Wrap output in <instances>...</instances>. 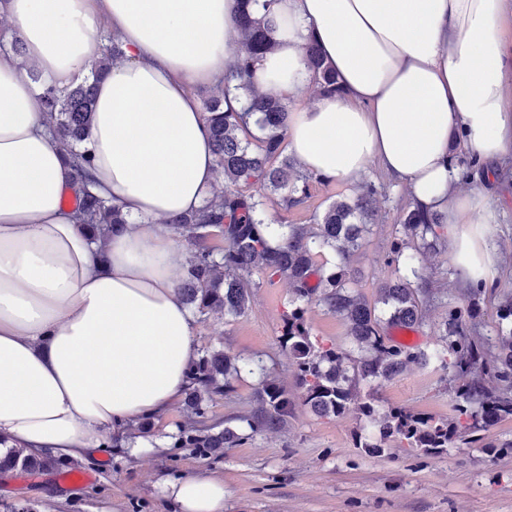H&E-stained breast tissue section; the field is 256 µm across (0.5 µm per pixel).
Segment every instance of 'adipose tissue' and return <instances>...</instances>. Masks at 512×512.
I'll use <instances>...</instances> for the list:
<instances>
[{
    "mask_svg": "<svg viewBox=\"0 0 512 512\" xmlns=\"http://www.w3.org/2000/svg\"><path fill=\"white\" fill-rule=\"evenodd\" d=\"M238 0H8L26 62L0 52V442L80 458L132 420L163 414L197 358L178 284L187 253L164 220L202 206L215 156L192 88L240 52ZM277 42L253 84L287 98L289 152L307 172L358 183L377 165L443 224L463 279L500 257L472 227L498 221L459 187L452 149L484 179L512 159V0H276ZM126 57L97 84L85 141L98 189L132 219L89 241L67 198L76 180L25 67L64 89L101 54L99 28ZM316 42L341 88L303 105ZM165 491L180 512H224V481L189 475Z\"/></svg>",
    "mask_w": 512,
    "mask_h": 512,
    "instance_id": "ef3b65f1",
    "label": "adipose tissue"
}]
</instances>
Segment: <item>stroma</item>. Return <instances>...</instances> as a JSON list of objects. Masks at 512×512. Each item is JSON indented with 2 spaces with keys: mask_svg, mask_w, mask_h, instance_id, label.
Masks as SVG:
<instances>
[{
  "mask_svg": "<svg viewBox=\"0 0 512 512\" xmlns=\"http://www.w3.org/2000/svg\"><path fill=\"white\" fill-rule=\"evenodd\" d=\"M368 181L383 188L378 216L363 254L354 256L358 290L374 299L375 285L394 274L388 266L395 226L411 203L405 187L387 180L369 166ZM462 184L487 194L497 207V223L482 231L502 265L487 283L477 335H494L498 311L512 297V172L503 180L472 177ZM358 186L322 181L312 183L309 196L291 209L268 203L267 214L285 224H309L334 200L357 194ZM432 295L423 304L424 319L414 330L421 348H435L449 307H465L466 292L447 247L423 259ZM247 312L231 318L221 313L197 323L199 349L216 348L230 356L262 360L271 378L292 401L286 426L266 430L207 457L194 448H175L169 435L185 421L183 404H174L153 419L150 447L142 452L124 448L101 450L80 459L79 474L14 473L0 480V512L30 504L36 512H179L164 491L167 481L189 474H210L224 480V512H512V457H495L475 446L455 448L432 457L392 448L378 457L366 455L355 440L362 419L356 412L321 417L302 403L296 369L278 338L288 309L287 279L258 271ZM382 406H402L438 417L448 416L453 392L438 364L409 365L405 373L384 384ZM255 406L254 380L242 376L234 389L216 399L209 418L229 421Z\"/></svg>",
  "mask_w": 512,
  "mask_h": 512,
  "instance_id": "obj_1",
  "label": "stroma"
}]
</instances>
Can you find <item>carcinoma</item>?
Segmentation results:
<instances>
[{
  "label": "carcinoma",
  "mask_w": 512,
  "mask_h": 512,
  "mask_svg": "<svg viewBox=\"0 0 512 512\" xmlns=\"http://www.w3.org/2000/svg\"><path fill=\"white\" fill-rule=\"evenodd\" d=\"M255 2L239 0L237 29L243 49L222 86L202 107L224 190L207 195L200 208L167 221L171 231L191 246L179 284L183 302L201 320L223 312L239 317L249 308L255 270L285 276L292 287L291 310L284 316L279 344L295 363L303 403L319 416L357 412L368 434L357 438L356 447L377 456L393 446L440 456L460 443H480L496 456H512V440L484 442V432L512 420V300L502 305L493 339L477 341L470 335L469 320L486 288L481 277L470 284L467 307L448 308L439 344L431 352L394 344L386 335L389 327L412 328L422 321L419 295L428 292L429 283L421 254L440 245L438 218L418 207L403 211L388 257L396 275L378 285L377 298L371 303L357 292L350 262L370 234L379 195L375 184H365L352 198L333 201L312 224H276L267 219L263 198L248 192L252 185L261 184L280 197V206L286 210L307 197L315 178L297 169L284 154L289 117L286 99L260 93L252 83L255 63L275 47L272 28L252 10ZM305 52L319 92L341 93L318 45L307 44ZM125 57L117 38L106 39L91 76L64 90L46 84L37 70H27L41 89L43 109L63 144L64 159L77 174L75 217L95 243L133 223L118 202L95 190L92 157L82 150L93 121L96 84L115 61ZM232 91L244 99L239 110L224 108ZM213 234L224 239V248L208 244ZM324 250L333 251L336 261L317 270L315 257ZM314 302L344 321L353 349L312 341L306 313ZM432 359L448 373V381L464 380L454 387L447 418L379 406V386L395 379L409 364ZM243 372L255 378L257 406L236 417V426L219 431L213 425L180 424L170 435L172 447L199 448L204 455H218L258 432L286 424L292 406L288 391L268 377L261 362L232 358L220 349L205 351L191 368L184 404L196 417L206 418V402L229 392L231 380ZM489 374L501 383L499 389L485 385L484 376ZM362 383L369 387L363 396ZM60 470L71 474L79 468L48 454H28L22 448H11L0 457L1 472L38 475Z\"/></svg>",
  "instance_id": "cac0c4a2"
}]
</instances>
